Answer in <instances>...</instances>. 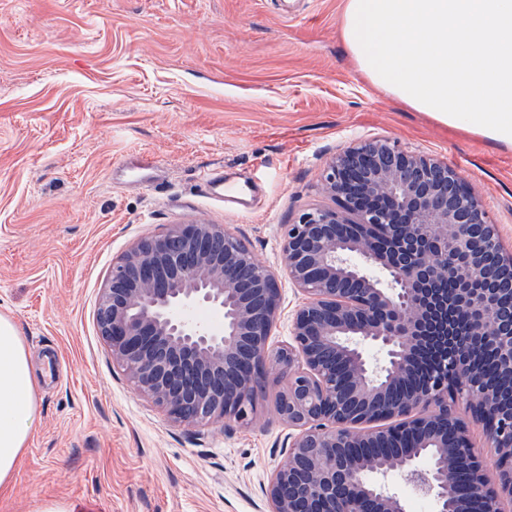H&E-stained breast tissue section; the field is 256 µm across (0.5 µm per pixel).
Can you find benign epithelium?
<instances>
[{"instance_id": "1", "label": "benign epithelium", "mask_w": 512, "mask_h": 512, "mask_svg": "<svg viewBox=\"0 0 512 512\" xmlns=\"http://www.w3.org/2000/svg\"><path fill=\"white\" fill-rule=\"evenodd\" d=\"M324 190L336 206L304 211L281 242L305 296L288 347H268L276 272L219 224H174L112 264L96 320L113 362L184 427L249 423L257 378L285 374L280 415L294 434L268 484L271 512H408L388 481L392 454L433 512H504L512 395L475 376L472 349H495L512 375V305L500 304L512 253L454 168L388 139L341 149ZM430 353L434 369L401 390ZM457 396L495 449L494 481Z\"/></svg>"}]
</instances>
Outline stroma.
Listing matches in <instances>:
<instances>
[{
  "instance_id": "stroma-1",
  "label": "stroma",
  "mask_w": 512,
  "mask_h": 512,
  "mask_svg": "<svg viewBox=\"0 0 512 512\" xmlns=\"http://www.w3.org/2000/svg\"><path fill=\"white\" fill-rule=\"evenodd\" d=\"M344 0H0V315L32 361L38 423L0 512H269L287 457L286 380L251 424H172L97 327L113 261L173 224H220L280 273L270 344L301 301L280 243L331 205L323 176L360 138L455 168L512 252V151L374 88L339 38ZM220 168L252 209L206 197Z\"/></svg>"
}]
</instances>
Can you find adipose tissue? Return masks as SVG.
<instances>
[{"instance_id":"adipose-tissue-1","label":"adipose tissue","mask_w":512,"mask_h":512,"mask_svg":"<svg viewBox=\"0 0 512 512\" xmlns=\"http://www.w3.org/2000/svg\"><path fill=\"white\" fill-rule=\"evenodd\" d=\"M358 70L406 109L512 149V0H345ZM37 414L30 355L0 315V489Z\"/></svg>"}]
</instances>
